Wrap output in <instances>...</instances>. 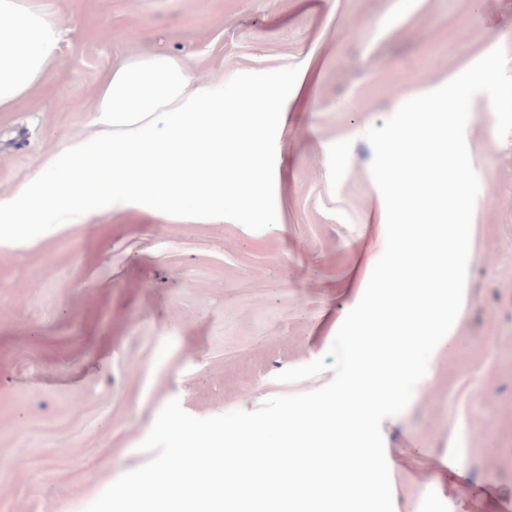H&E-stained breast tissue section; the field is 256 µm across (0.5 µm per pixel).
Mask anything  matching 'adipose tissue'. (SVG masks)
Listing matches in <instances>:
<instances>
[{"mask_svg": "<svg viewBox=\"0 0 512 512\" xmlns=\"http://www.w3.org/2000/svg\"><path fill=\"white\" fill-rule=\"evenodd\" d=\"M62 40L58 20L38 0H0V112L45 81ZM311 85V74L301 75L246 111L225 101L223 85L194 83L167 53L125 59L97 92L93 134L68 138L0 194V245L22 246L32 226L77 224L100 211L223 223L230 208L256 206L275 179L263 129L302 109Z\"/></svg>", "mask_w": 512, "mask_h": 512, "instance_id": "1", "label": "adipose tissue"}]
</instances>
